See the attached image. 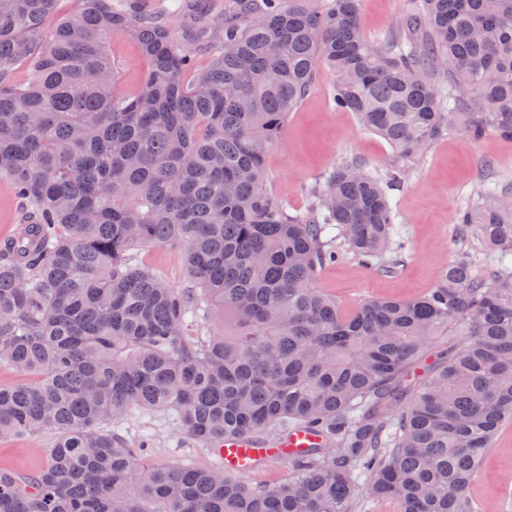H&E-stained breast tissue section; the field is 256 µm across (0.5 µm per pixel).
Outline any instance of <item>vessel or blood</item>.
<instances>
[{
	"label": "vessel or blood",
	"instance_id": "b4317fda",
	"mask_svg": "<svg viewBox=\"0 0 512 512\" xmlns=\"http://www.w3.org/2000/svg\"><path fill=\"white\" fill-rule=\"evenodd\" d=\"M318 441V436L311 430L299 428L271 448L256 444L248 438H228L217 448L216 454L226 472L244 475L266 461L279 459L292 449L305 448Z\"/></svg>",
	"mask_w": 512,
	"mask_h": 512
}]
</instances>
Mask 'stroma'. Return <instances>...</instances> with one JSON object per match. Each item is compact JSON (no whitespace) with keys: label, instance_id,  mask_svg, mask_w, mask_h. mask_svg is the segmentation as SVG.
<instances>
[{"label":"stroma","instance_id":"35a3bbf8","mask_svg":"<svg viewBox=\"0 0 512 512\" xmlns=\"http://www.w3.org/2000/svg\"><path fill=\"white\" fill-rule=\"evenodd\" d=\"M412 3L362 0L360 23L366 36L372 39L389 29ZM108 50L120 67L122 89L136 91L147 69L137 44L116 31ZM331 84V75L318 70L313 88L289 114L282 135L264 149L272 190L291 213L305 209L308 189L324 182L339 162L357 157L381 168L393 159L390 145L362 127L353 113L332 108ZM488 179L512 186V139L489 135L474 140L459 126L446 131L391 196L405 241L402 270L384 274L347 253L325 268L318 288L348 309L374 298L412 299L426 294L440 270L466 246L456 234V211ZM134 256L136 264L151 269L172 287H183L188 279L180 252L172 246L139 248ZM122 433L132 442L150 437V455L158 461L184 460L199 467L219 463L211 449L186 443L161 412L134 411ZM54 443V434L48 432L0 438V468L22 476L34 474L45 464ZM471 496L480 512H512V423L501 428L484 457Z\"/></svg>","mask_w":512,"mask_h":512}]
</instances>
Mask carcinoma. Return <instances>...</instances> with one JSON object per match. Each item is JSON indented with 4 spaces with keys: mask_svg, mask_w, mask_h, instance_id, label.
Instances as JSON below:
<instances>
[{
    "mask_svg": "<svg viewBox=\"0 0 512 512\" xmlns=\"http://www.w3.org/2000/svg\"><path fill=\"white\" fill-rule=\"evenodd\" d=\"M79 2L64 17L58 0H0V178L26 204L0 242V362L35 377L0 387V438L57 436L33 477L0 469V512H479L470 489L512 421V187L455 216L498 253L487 277L463 252L427 294L352 311L316 282L344 251L397 271L389 193L452 123L512 139V0H417L373 41L361 0H235L244 24L210 37L190 82L200 34L178 39L127 0ZM116 29L148 61L133 93L108 50ZM23 64L30 81L11 83ZM320 65L332 104L394 160L342 162L290 214L264 145ZM156 244L181 252L190 285L133 263ZM134 409L212 450L300 425L323 441L250 488L149 458L116 431Z\"/></svg>",
    "mask_w": 512,
    "mask_h": 512,
    "instance_id": "cac0c4a2",
    "label": "carcinoma"
}]
</instances>
